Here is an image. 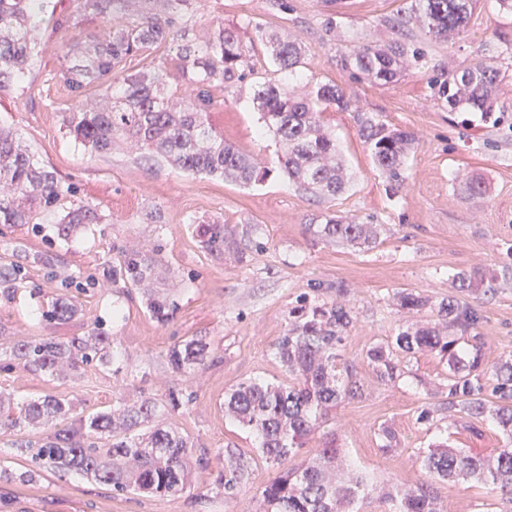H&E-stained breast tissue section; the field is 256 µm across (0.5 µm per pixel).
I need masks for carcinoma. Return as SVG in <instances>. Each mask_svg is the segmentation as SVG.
<instances>
[{
    "label": "carcinoma",
    "mask_w": 512,
    "mask_h": 512,
    "mask_svg": "<svg viewBox=\"0 0 512 512\" xmlns=\"http://www.w3.org/2000/svg\"><path fill=\"white\" fill-rule=\"evenodd\" d=\"M195 0H79L85 17L109 24L108 37L76 39L68 54L71 62L60 77L70 90L81 94L93 84L103 86L99 100L64 113L69 134L92 154H107L126 144L139 151L138 160L164 162L191 175H208L242 185L262 182L266 172L256 160L224 140L210 122V89L221 84L232 92L254 74L253 43H265L274 71L293 77L305 48L295 37L280 35L260 23L248 22L254 37L244 41L239 27L218 25L198 41L191 24ZM48 0H0V90H6L30 70L37 59L34 19L46 12ZM476 0H411L409 10L388 20L392 28L418 27L440 41L464 33ZM170 43L180 61L181 78L192 94L178 98L169 91L168 72L155 68L112 78L124 58L156 44ZM425 58L422 48L408 49L400 42L377 45L362 42L338 58L351 79L369 78L390 83L411 64ZM501 69L493 58L479 57L469 66L434 80L439 97L450 110L470 109L489 118L501 87ZM263 134L282 149L283 174L288 184L316 197H336L348 186L346 168L336 138L325 128L323 111L351 107L343 88L316 84L297 94L281 80H267L252 98ZM359 135L376 168L390 185L400 188L407 179L406 160L413 133L390 128L376 115L357 112ZM463 193L480 200L487 193L481 176L465 179ZM71 194L55 171L40 164L21 144L17 133L0 127V224L25 225L44 212H53ZM98 213L88 205L72 208L58 225V236L69 238L82 224H94ZM309 229L319 238L370 248L384 231L382 224H360L334 214L323 216ZM197 236L210 254L222 255L235 242L224 225L199 224ZM163 246L121 251L119 265L104 278L122 280L127 288H140L148 315L166 323L176 309L174 300L152 289ZM25 279V267L0 261V295L11 298ZM346 288L336 286V299L311 303L302 298L290 311L288 329L274 343L272 354L288 375V383L251 379L224 394V412L255 435L262 457L281 468L262 490L263 512H359L367 498L370 476L350 469L338 472L340 449L336 439L323 442L312 458L292 462L296 449L328 423L330 414L345 401L360 398L364 385L351 365L337 366L338 348L351 330L353 308L343 300ZM399 306L432 316L425 326L406 329L385 343L370 347L366 358L378 382L387 385L402 374L408 357L437 351L448 358L446 385L448 427L479 432L494 421L505 441L492 457L470 455L438 445L428 449L421 464L426 479L401 493L384 492L387 512H445L433 494L436 480L477 478L497 491L495 512H512V356L493 366L485 362L480 345L481 315L454 297L438 304L412 291L396 294ZM78 312L76 304L57 296L42 307L41 320L59 325ZM456 330L460 335L453 336ZM470 349L456 350L459 340ZM210 351L206 338L195 336L172 345L166 352L171 368L179 373L205 364ZM118 361L111 337L96 328L85 336L20 337L0 349V372L21 370L34 374L76 379L90 367H110ZM192 394L169 392L161 398L134 402L119 399L112 406L85 413L77 397L47 394L15 397L0 389V436L16 435L15 455L30 466L22 471L0 468V480L33 483L44 474L65 478L80 474L114 493L178 495L191 486L194 467L208 464L207 452L164 422ZM229 466L219 471L215 485L231 498L247 471L241 457L227 451Z\"/></svg>",
    "instance_id": "1"
}]
</instances>
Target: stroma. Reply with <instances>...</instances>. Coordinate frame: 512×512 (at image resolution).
Returning a JSON list of instances; mask_svg holds the SVG:
<instances>
[{
  "mask_svg": "<svg viewBox=\"0 0 512 512\" xmlns=\"http://www.w3.org/2000/svg\"><path fill=\"white\" fill-rule=\"evenodd\" d=\"M410 0H196L192 21L206 37L213 21H246L297 36L306 47L297 70L299 90L315 83L343 87L364 111L387 125L414 132L415 149L408 160V180L392 191L373 165L358 134L352 113L333 108L322 115L342 148L351 175L344 194L315 197L288 184L277 148L260 136L261 119L250 104L255 77L238 91L212 88L211 122L225 140L253 156L267 171L265 181L244 186L224 179L191 176L168 165L148 167L134 154L114 149L92 155L62 123L76 103L94 104L100 89L89 86L75 97L60 80L69 45L77 38L103 39L106 23L93 19L74 23L76 0H51L53 22H37L34 37L38 63L13 88L0 91V125L12 127L36 159L58 174L74 193L59 213L37 215L34 224L0 232V258L26 268L27 277L14 300L0 298V335L84 336L102 328L119 350V372L98 368L81 378L59 381L28 372L0 374V386L19 396L79 395L88 411L124 398L160 397L169 391H191L192 401L171 419L197 445L210 451L207 468L194 472L190 491L175 496L116 495L104 485L73 474L60 480L44 475L33 484L0 481V512H260L261 491L277 474L261 458L252 434L224 415V393L260 376L273 382L285 374L272 355L273 345L288 327L300 298L329 301L343 284L356 311V321L339 348L341 362L353 365L364 382L361 398L344 402L327 424L335 433L344 463L371 473L381 484L408 488L424 479L420 454L444 441L483 456L503 445L495 422H485L480 435L463 429L440 431L447 411L441 384L448 362L435 352L411 359L395 383L376 381L367 350L413 323L394 295L410 289L441 301L456 295L476 307L487 363L512 355V279L501 280L512 261V58L500 62L503 82L500 122H482L466 112L449 111L432 80L464 67L477 55L492 56L500 36L512 38V14L499 11L495 0H478L466 33L440 42L419 28L391 29L390 18L402 14ZM398 41L422 47L425 58L409 67L397 82L356 81L337 64L339 55L363 41ZM166 67L169 86L178 95L191 92L179 73L176 53L162 43L127 57L117 66L128 75ZM482 176L488 193L469 201L457 180ZM92 205L100 216L71 239L58 237L60 212L77 203ZM333 212L363 224L387 225L375 247L360 250L313 236L309 225ZM224 221L243 252L242 260L206 253L195 232L198 224ZM160 242L166 277L161 288L172 291L178 309L161 324L144 310L139 297H127L103 283V266L115 264L121 245ZM481 270L492 287L454 292L452 278ZM73 298V320L45 326L37 318L53 296ZM206 337L211 351L202 369L173 372L165 359L174 343ZM430 412L432 424L420 422ZM391 426L398 446L380 448L378 430ZM232 448L251 465L248 478L233 498H225L214 478ZM434 492L448 512H483L495 502L489 485L476 480L435 482Z\"/></svg>",
  "mask_w": 512,
  "mask_h": 512,
  "instance_id": "35a3bbf8",
  "label": "stroma"
}]
</instances>
